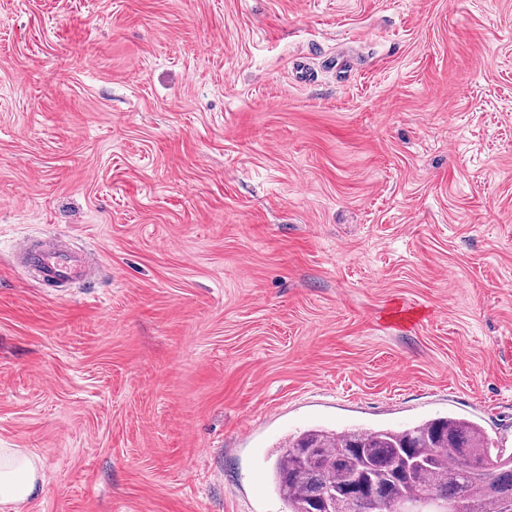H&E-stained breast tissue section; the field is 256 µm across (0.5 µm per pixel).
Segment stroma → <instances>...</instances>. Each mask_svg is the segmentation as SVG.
Here are the masks:
<instances>
[{
	"label": "stroma",
	"instance_id": "stroma-1",
	"mask_svg": "<svg viewBox=\"0 0 512 512\" xmlns=\"http://www.w3.org/2000/svg\"><path fill=\"white\" fill-rule=\"evenodd\" d=\"M448 412L512 452V0H0L19 512H285L288 436ZM61 234L40 237L22 252V264L35 270L43 283H66L87 280L89 266L82 253L66 249Z\"/></svg>",
	"mask_w": 512,
	"mask_h": 512
}]
</instances>
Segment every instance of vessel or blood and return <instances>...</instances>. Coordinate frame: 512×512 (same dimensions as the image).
<instances>
[{
	"instance_id": "vessel-or-blood-1",
	"label": "vessel or blood",
	"mask_w": 512,
	"mask_h": 512,
	"mask_svg": "<svg viewBox=\"0 0 512 512\" xmlns=\"http://www.w3.org/2000/svg\"><path fill=\"white\" fill-rule=\"evenodd\" d=\"M22 264L35 270L42 282L66 283L85 280L89 266L84 254L66 249L63 237L48 234L26 247Z\"/></svg>"
}]
</instances>
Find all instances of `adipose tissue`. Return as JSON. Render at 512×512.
<instances>
[{
	"label": "adipose tissue",
	"mask_w": 512,
	"mask_h": 512,
	"mask_svg": "<svg viewBox=\"0 0 512 512\" xmlns=\"http://www.w3.org/2000/svg\"><path fill=\"white\" fill-rule=\"evenodd\" d=\"M40 462L18 448H0V512H16L39 486Z\"/></svg>",
	"instance_id": "1"
}]
</instances>
